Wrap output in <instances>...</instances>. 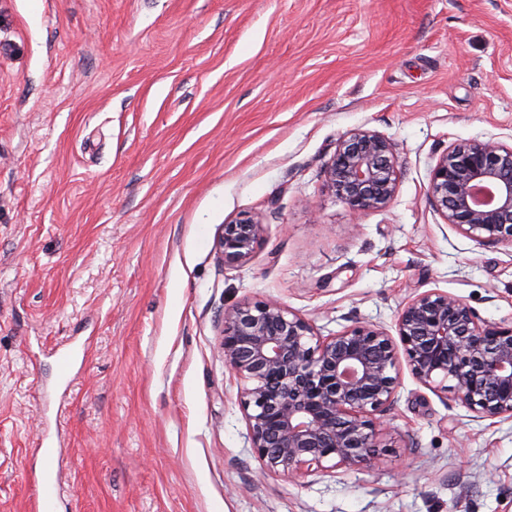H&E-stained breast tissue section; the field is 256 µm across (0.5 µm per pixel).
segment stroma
<instances>
[{
    "instance_id": "1",
    "label": "stroma",
    "mask_w": 512,
    "mask_h": 512,
    "mask_svg": "<svg viewBox=\"0 0 512 512\" xmlns=\"http://www.w3.org/2000/svg\"><path fill=\"white\" fill-rule=\"evenodd\" d=\"M356 129L398 179L360 217L323 176ZM489 137L512 144V0H0V512L43 472L59 512H512V420L405 366L375 466L265 470L220 346L246 300L324 337L428 290L512 325V247L427 199ZM260 226L246 215L225 224L221 240L224 262L243 264L249 261L259 239Z\"/></svg>"
}]
</instances>
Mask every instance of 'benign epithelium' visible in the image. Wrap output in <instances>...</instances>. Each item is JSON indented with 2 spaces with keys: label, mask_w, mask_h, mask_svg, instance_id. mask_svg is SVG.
<instances>
[{
  "label": "benign epithelium",
  "mask_w": 512,
  "mask_h": 512,
  "mask_svg": "<svg viewBox=\"0 0 512 512\" xmlns=\"http://www.w3.org/2000/svg\"><path fill=\"white\" fill-rule=\"evenodd\" d=\"M327 187L356 216L386 209L398 183L395 147L355 130L326 163ZM427 196L445 222L468 237L512 245V145L458 140L433 169ZM260 223L224 225V261L250 260ZM392 336L356 321L333 336L279 302L247 300L224 312L221 348L250 383L240 403L248 439L265 469L289 475L375 465L392 447L381 416L395 403L399 354L421 384L482 419L512 418V326L479 322L459 297L414 292Z\"/></svg>",
  "instance_id": "benign-epithelium-1"
}]
</instances>
